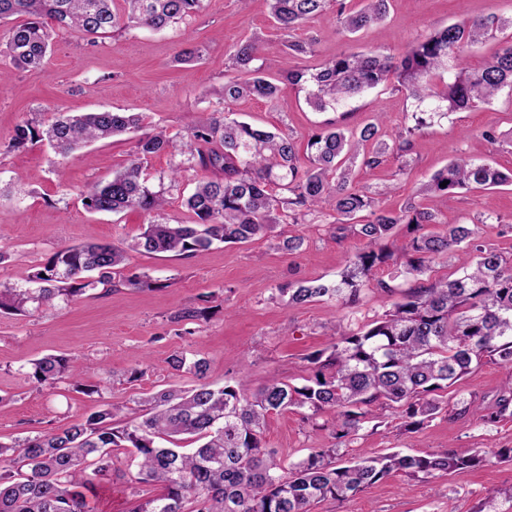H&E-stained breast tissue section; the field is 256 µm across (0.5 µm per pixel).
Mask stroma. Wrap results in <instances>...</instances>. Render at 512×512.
<instances>
[{
    "instance_id": "35a3bbf8",
    "label": "stroma",
    "mask_w": 512,
    "mask_h": 512,
    "mask_svg": "<svg viewBox=\"0 0 512 512\" xmlns=\"http://www.w3.org/2000/svg\"><path fill=\"white\" fill-rule=\"evenodd\" d=\"M478 17L510 18L512 0H389L384 21L353 35L340 26L332 7L286 35L261 8L241 9L238 0H205L198 14L162 32L117 31L96 40L54 34L52 51L36 71L15 69L0 54V71L6 73L0 80V188L13 189L12 199H0V247L10 253L9 269H39L64 246L98 241L124 246L147 222L138 211L91 213L83 205L95 184L129 162L135 134L62 157L43 142L10 149L9 139L23 121H41L56 112H139L145 126L182 135L198 116L226 106L218 93L232 75L228 57L238 42L258 39L265 69L278 79L290 40L313 44L311 54L291 60L293 67L315 68L342 51L377 47L399 57L434 30ZM187 45L198 49V57L176 61ZM229 106L242 119L292 134L302 144L336 117L332 111H316L290 87L274 104L245 98ZM348 108L343 124L351 129L372 122L379 112L388 115L386 133L411 123L410 100L388 85L358 94ZM488 129L512 131V92L502 91L490 104L424 128L412 139L409 166L400 167L389 156L375 169H356L354 184L372 190L393 186L385 206L397 210L455 158L468 156L512 170V145L485 139ZM437 207L448 224L467 223L491 210L496 221L479 225L478 238L512 256V185L461 190L440 198ZM290 237L303 238L301 251L279 248V241ZM365 245L353 234L337 237L333 217L322 215L304 224L277 225L273 236L246 244L217 243L189 258L133 252L123 275L148 277L151 286H122L109 295L96 289L30 316L1 312L0 442L67 427L97 409L96 398L65 385L35 390L20 367L47 354L80 356L84 382L95 384L108 376L113 404L127 411L146 394L193 385L191 376L170 367L176 351L205 358L207 380L215 387L240 382L252 391L273 375L305 384L311 375L307 357L331 345L333 325L373 318L390 307L392 298L364 292L352 312L319 301L289 306L277 290L289 283L334 279ZM6 270L0 268V277ZM206 298L211 301L207 319L194 323L193 334L175 335L172 316L201 306ZM138 368L143 371L139 377L134 374ZM505 378L499 365L483 362L449 388L448 400L473 397L485 406L496 404ZM332 423L329 412L312 421L302 409L273 414L265 442L286 463L304 457L308 449L333 446L341 460L392 448L417 455L478 449L488 462L428 483L393 475L347 500L318 503L311 512H512V500L501 494L512 486V461L496 456L499 449L512 448V407L494 424L444 411L415 433L406 432L399 412L388 408L380 426L364 424L345 447L336 446Z\"/></svg>"
}]
</instances>
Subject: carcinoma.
<instances>
[{"instance_id":"cac0c4a2","label":"carcinoma","mask_w":512,"mask_h":512,"mask_svg":"<svg viewBox=\"0 0 512 512\" xmlns=\"http://www.w3.org/2000/svg\"><path fill=\"white\" fill-rule=\"evenodd\" d=\"M330 1L350 34L382 21L389 7V0H361L355 12L346 11L345 0L241 3L264 7L286 33L325 10ZM203 2L0 0V23L23 18L0 32V42L16 67L37 70L56 30L96 37L116 29L160 31L199 12ZM508 29L512 18H475L426 35L397 62L379 51H343L318 68H288L280 80L265 74L259 45L247 40L230 55L236 76L221 91L224 110L200 118L182 136L162 128L147 132L142 115L110 110L61 113L43 130L33 120L17 125L10 147L45 140L63 157L89 142L140 132L133 159L111 180L94 186L85 207L106 213L137 210L149 221L125 248L108 242L62 247L43 268L1 278L0 312L26 315L56 302L68 303L99 286L105 295L119 285L136 287L141 283L137 275L114 281L130 251L190 257L215 243L264 237L275 225L297 224L318 209L336 214V222L367 240V246L333 282L278 288L287 303L332 301L351 308L366 290L398 293L401 300L369 322L341 331L330 347L309 355L312 376L300 387L272 377L250 394L241 383L213 388L202 382L205 359L176 353L170 357L171 368L199 383L151 394L140 401L143 414L128 421L105 397L108 385L82 383L77 359L48 354L29 361L25 376L37 389L67 384L76 392L98 395L101 405L61 432L0 442V512H101L103 496L112 490L118 471L116 463L123 458L136 468L127 512H310L314 502L344 500L394 473L429 482L441 473L485 465L486 456L477 450L425 455L391 451L338 465L337 449L312 448L286 466L267 448L264 434L273 413L301 408L314 418L331 410L336 438L349 444L365 422L377 418L374 407L394 405L401 409L405 431L412 433L445 409L448 401L441 393L483 358L512 377V258L477 238V225L493 214H481L475 224H445L432 203H408L394 211L381 205L382 192L374 194L351 183L356 166L375 169L390 153L406 167L415 133L512 89L509 39L484 67L471 71L463 66L470 46ZM393 78L415 103L414 124L388 142L378 122L348 130L328 121L307 141V166L298 163L293 136L241 121L229 108V103L246 97L274 102L288 84L300 88L316 110L335 111ZM214 143L218 147H212ZM164 152L211 173L184 200L193 214L191 224L159 221L166 198L149 183L144 162ZM445 180L449 184L443 187ZM472 185H512V172L460 157L437 171L423 193L432 200ZM363 211L370 219L361 224L357 215ZM400 224L410 231L402 241L394 239ZM428 226L434 230H426ZM451 253L457 254L461 276L409 285ZM391 262L399 268L390 281L373 277L374 270ZM31 282L40 287H24ZM206 315L205 307L186 308L171 322L179 325ZM511 402L509 382L493 408L470 399L456 401L452 409L457 415L472 412L490 424L499 421ZM186 436L195 447L182 446ZM141 485L157 486L161 492L145 496Z\"/></svg>"}]
</instances>
